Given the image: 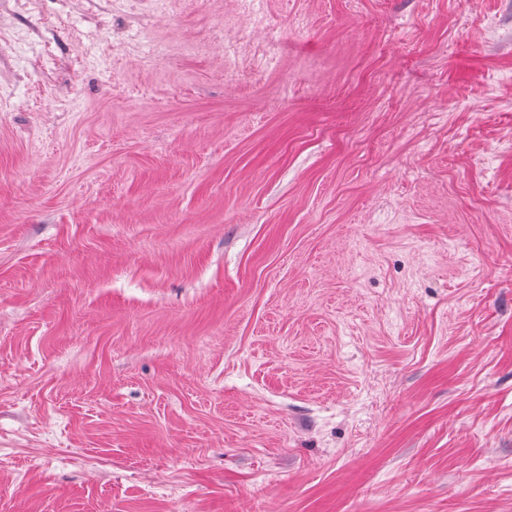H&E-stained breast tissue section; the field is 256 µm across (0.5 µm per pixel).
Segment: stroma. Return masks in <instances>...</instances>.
Returning a JSON list of instances; mask_svg holds the SVG:
<instances>
[{"label":"stroma","instance_id":"35a3bbf8","mask_svg":"<svg viewBox=\"0 0 512 512\" xmlns=\"http://www.w3.org/2000/svg\"><path fill=\"white\" fill-rule=\"evenodd\" d=\"M266 7L0 62V512H512V0ZM264 0H227L224 4V79L233 81L253 64L251 52L255 37H263L262 61L268 65L278 44L271 28L266 24ZM247 22L245 27L240 22ZM235 31L232 38L225 32Z\"/></svg>","mask_w":512,"mask_h":512}]
</instances>
